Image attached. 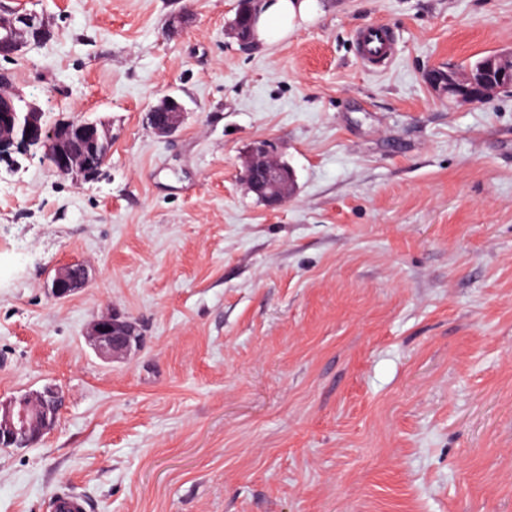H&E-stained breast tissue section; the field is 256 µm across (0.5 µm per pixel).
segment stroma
<instances>
[{
  "instance_id": "obj_1",
  "label": "stroma",
  "mask_w": 512,
  "mask_h": 512,
  "mask_svg": "<svg viewBox=\"0 0 512 512\" xmlns=\"http://www.w3.org/2000/svg\"><path fill=\"white\" fill-rule=\"evenodd\" d=\"M0 1L50 19L0 59L11 87L112 132L82 183L0 159V402L64 403L0 449V512H512V92L424 79L512 48V0H319L265 49L228 36L238 0ZM166 94L188 112L162 139ZM257 140L295 173L275 209L241 177ZM112 311L143 342L105 361L85 335ZM354 42L357 56L369 70H379L391 64L394 58L388 30L379 24H368L355 31ZM187 109L177 97L163 95L148 112L149 125L160 138H169L181 127ZM88 279L87 268L79 262H71L56 269L55 275L46 282V288L52 297L65 299L75 290L83 288Z\"/></svg>"
}]
</instances>
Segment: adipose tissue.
<instances>
[{
    "label": "adipose tissue",
    "mask_w": 512,
    "mask_h": 512,
    "mask_svg": "<svg viewBox=\"0 0 512 512\" xmlns=\"http://www.w3.org/2000/svg\"><path fill=\"white\" fill-rule=\"evenodd\" d=\"M318 12L317 0H262L255 24V40L270 47L312 21Z\"/></svg>",
    "instance_id": "ef3b65f1"
}]
</instances>
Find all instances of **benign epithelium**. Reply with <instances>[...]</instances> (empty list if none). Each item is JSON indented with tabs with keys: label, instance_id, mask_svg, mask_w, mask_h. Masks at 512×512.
<instances>
[{
	"label": "benign epithelium",
	"instance_id": "benign-epithelium-1",
	"mask_svg": "<svg viewBox=\"0 0 512 512\" xmlns=\"http://www.w3.org/2000/svg\"><path fill=\"white\" fill-rule=\"evenodd\" d=\"M250 7L248 29L243 31L231 25V35L242 46L253 42L257 8ZM48 29L46 20L34 13L17 10L0 12V57L10 59L22 52L32 41ZM431 89L440 96H447L457 103L489 101L496 95L512 89V49L493 53L484 59L477 72L432 68L426 74ZM23 99L4 84L0 85V144L15 143L14 131L21 132L23 145L44 148L50 167L62 176H85L81 157L72 148L68 131L72 119L49 123L45 112L33 101L25 100L26 109L15 106L14 100ZM187 109L177 97L167 94L158 99L148 112L149 125L160 138H169L181 127ZM249 190L260 193L269 191L268 206L282 205L292 194L293 174H284L274 146L266 140L253 143L243 172ZM89 279L87 268L79 262L68 263L55 271L46 282L48 293L56 299H65L75 290L84 287ZM94 352L103 359H116L129 353L142 343L139 325L119 315L107 314L95 320L87 335ZM39 397L57 415L63 401L57 388L47 385ZM29 399H13L0 406V446L4 448L31 445L29 433L39 428L45 434L52 429L55 419L46 416L34 420L27 410Z\"/></svg>",
	"mask_w": 512,
	"mask_h": 512
}]
</instances>
